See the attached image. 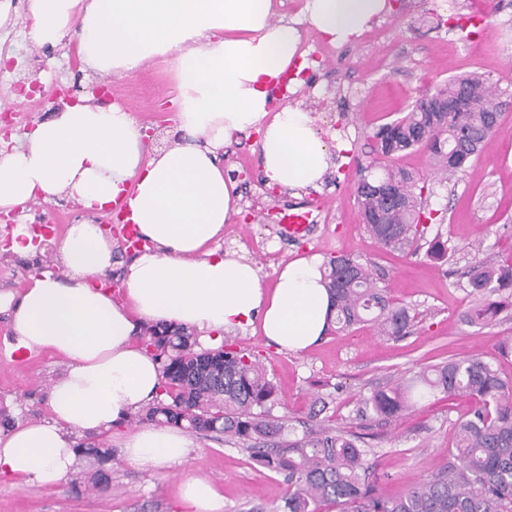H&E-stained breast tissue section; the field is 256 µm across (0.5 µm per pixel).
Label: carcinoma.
Listing matches in <instances>:
<instances>
[{"label": "carcinoma", "mask_w": 512, "mask_h": 512, "mask_svg": "<svg viewBox=\"0 0 512 512\" xmlns=\"http://www.w3.org/2000/svg\"><path fill=\"white\" fill-rule=\"evenodd\" d=\"M509 89L475 72L442 80L425 96L445 102L466 98L470 109L425 110L414 101L407 113L374 134V158L354 189L366 231L384 248L410 250L439 221L426 209L415 177L385 160L426 150L443 175L455 176L477 157L483 142L502 126L501 97ZM388 184L399 196L385 203L377 188ZM325 286L341 331L373 323L384 336H403L413 327L409 309L377 286L372 265L350 256L330 258ZM472 324L512 316V261L478 263L468 273ZM146 346L160 361L161 394L139 417L192 431L216 432L246 445L252 459L283 476L288 493L275 512H319L333 504L341 512H512V380L477 354L450 359L362 399L361 412L384 420L408 415L415 399L444 393L472 397L477 405L455 427L448 462L430 479L398 498L378 496L369 483L372 449L361 437L310 426L302 437L271 417L276 386L249 353L232 348L197 349L194 332L173 324L144 328Z\"/></svg>", "instance_id": "obj_1"}]
</instances>
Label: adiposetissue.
<instances>
[{
    "label": "adipose tissue",
    "instance_id": "ef3b65f1",
    "mask_svg": "<svg viewBox=\"0 0 512 512\" xmlns=\"http://www.w3.org/2000/svg\"><path fill=\"white\" fill-rule=\"evenodd\" d=\"M386 9V0H306L304 19L344 43ZM276 10L277 0H27L31 41L75 40L88 70L129 74L167 62L182 137L146 154L131 113L81 101L0 151L1 208L38 192L100 211L123 195L150 242L128 268L122 301L94 284L112 265V247L85 222L59 243L64 273L43 270L20 297L0 294L11 311L10 351H46L66 365L49 389L47 419L0 429V475L54 484L74 465L73 432L111 431L155 398L161 371L137 339L141 322L218 335L257 322L287 352L327 333L334 309L317 258L286 264L268 288L252 262L219 247L236 213L219 153L235 136L259 133L265 176L285 187L315 185L329 155L309 112L268 108L266 85L287 71L300 42ZM189 448L175 427L145 426L124 443L129 461L153 470L181 462Z\"/></svg>",
    "mask_w": 512,
    "mask_h": 512
}]
</instances>
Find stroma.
<instances>
[{"mask_svg": "<svg viewBox=\"0 0 512 512\" xmlns=\"http://www.w3.org/2000/svg\"><path fill=\"white\" fill-rule=\"evenodd\" d=\"M288 17L300 31L301 61L307 69L294 101L310 112L315 132L328 144L329 166L318 187L279 190L251 200L247 182L264 176L253 144L241 138L225 147L220 161L225 174L237 176L239 213L225 225L221 249L248 257L267 286L275 269L302 256L325 262L349 255L372 262L392 299L413 308L416 324L400 338L379 335L370 324L348 332L333 328L319 344L297 353L269 344L256 324L225 334L224 341L259 356L277 387L271 414L295 433H303L313 398L325 397L326 425L364 438L374 450L370 461L377 494L396 497L445 463L453 427L473 402L440 394L421 401L404 419L385 422L361 415L359 397L423 367L476 353L512 379V355L497 352L498 343L512 337V320L485 327L468 323L472 302L465 288L475 261L512 258V106L504 110L501 129L451 181L440 182L425 151L395 161L433 187L428 203L444 220L429 225L426 235L446 240L445 259L382 249L366 233L352 191L379 126L404 116L434 82L477 71L500 86L512 85V0H394L373 23L384 31V40L370 42L359 35L341 45L305 22L302 11ZM27 31L21 19L0 27V42L12 41L6 58L13 63L15 79L11 86L0 83V110L25 106L34 126L59 109V85L70 86L73 99L90 100L94 86L107 82L112 103L131 112L148 131L146 153L174 145V85L167 63L156 61L140 72L106 78L83 68L75 43L41 47ZM19 82L38 84L40 90L21 99L15 88ZM288 209L309 213L314 232L300 241L284 236L272 215ZM10 215L12 220L24 218L34 233L42 224L55 226L51 244L20 257L3 248L11 238L12 220L0 221V291L15 293L23 291L37 267L58 266L54 244L69 225L106 220L105 213L86 212L64 195L31 200L26 208H12ZM9 335L8 315L0 312V420H42L48 387L64 372L65 363L43 351L9 352ZM140 426L133 416L108 435H75L76 443L95 445L106 455H78L73 471L57 484L0 477V512H187L179 489L192 476L211 482L224 498V512L256 507L272 512L286 492L282 477L253 461L241 443L213 433H190L192 447L184 463L154 472L139 467L126 459L122 445ZM101 472L109 483L93 489Z\"/></svg>", "mask_w": 512, "mask_h": 512, "instance_id": "stroma-1", "label": "stroma"}]
</instances>
